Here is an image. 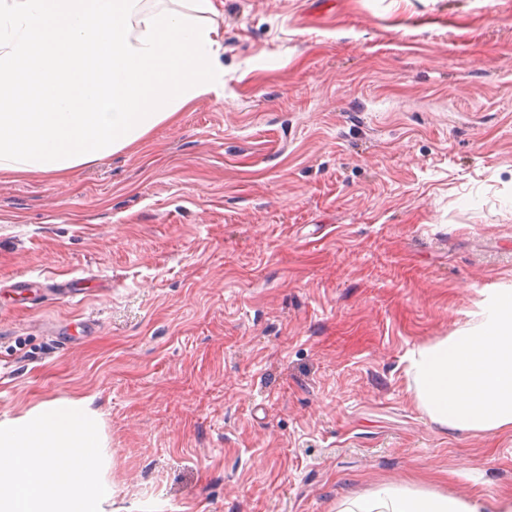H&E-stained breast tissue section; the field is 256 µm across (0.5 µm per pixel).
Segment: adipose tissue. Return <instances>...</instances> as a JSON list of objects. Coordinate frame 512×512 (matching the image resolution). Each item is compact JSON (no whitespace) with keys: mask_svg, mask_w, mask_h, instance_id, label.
Here are the masks:
<instances>
[{"mask_svg":"<svg viewBox=\"0 0 512 512\" xmlns=\"http://www.w3.org/2000/svg\"><path fill=\"white\" fill-rule=\"evenodd\" d=\"M472 327L406 357L407 375L437 424L495 435L512 431V288L485 292ZM338 512H484L481 503L385 485Z\"/></svg>","mask_w":512,"mask_h":512,"instance_id":"obj_1","label":"adipose tissue"}]
</instances>
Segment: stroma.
<instances>
[{
  "label": "stroma",
  "instance_id": "35a3bbf8",
  "mask_svg": "<svg viewBox=\"0 0 512 512\" xmlns=\"http://www.w3.org/2000/svg\"><path fill=\"white\" fill-rule=\"evenodd\" d=\"M214 3L223 97L0 174V420L94 396L112 512L512 492L404 361L512 287V0Z\"/></svg>",
  "mask_w": 512,
  "mask_h": 512
}]
</instances>
